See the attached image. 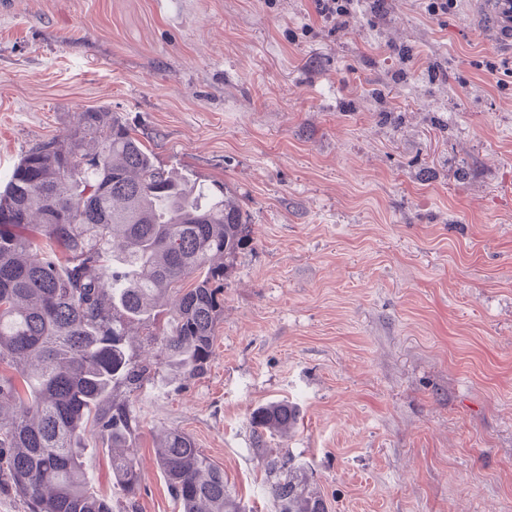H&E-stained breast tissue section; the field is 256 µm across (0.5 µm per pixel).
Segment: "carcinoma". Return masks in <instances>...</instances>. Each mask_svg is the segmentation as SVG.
<instances>
[{"label": "carcinoma", "instance_id": "carcinoma-1", "mask_svg": "<svg viewBox=\"0 0 512 512\" xmlns=\"http://www.w3.org/2000/svg\"><path fill=\"white\" fill-rule=\"evenodd\" d=\"M38 217L37 247L26 233ZM252 243L225 183L166 168L125 118L104 106L29 148L0 190V493L26 512H135L139 419L147 385L204 377L224 319V275ZM111 276L112 287L101 282ZM155 350L152 362L142 345ZM297 407L271 402L250 418L275 512H328L313 483L266 436L296 427ZM112 454L128 507L86 473L89 436ZM156 459L182 512H243L216 465L186 433L158 438Z\"/></svg>", "mask_w": 512, "mask_h": 512}]
</instances>
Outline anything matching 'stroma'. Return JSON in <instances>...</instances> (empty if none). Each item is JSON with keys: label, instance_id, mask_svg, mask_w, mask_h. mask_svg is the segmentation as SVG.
<instances>
[{"label": "stroma", "instance_id": "obj_1", "mask_svg": "<svg viewBox=\"0 0 512 512\" xmlns=\"http://www.w3.org/2000/svg\"><path fill=\"white\" fill-rule=\"evenodd\" d=\"M8 2L1 183L107 105L253 229L205 377L135 402L142 512H179L169 428L272 512L249 420L275 401L329 512H512V55L470 0H360L340 31L311 0Z\"/></svg>", "mask_w": 512, "mask_h": 512}]
</instances>
